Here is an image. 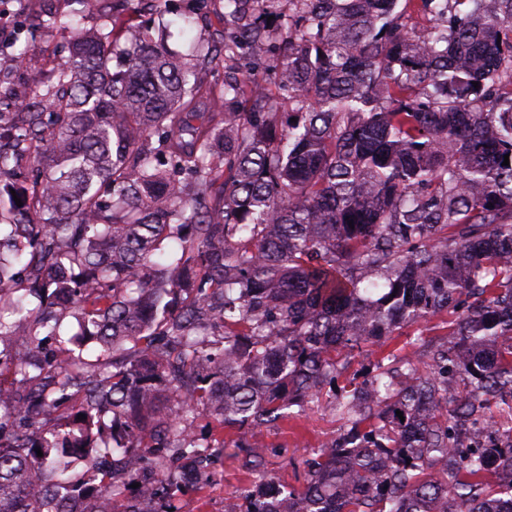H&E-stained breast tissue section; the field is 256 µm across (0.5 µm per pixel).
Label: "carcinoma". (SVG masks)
<instances>
[{"mask_svg":"<svg viewBox=\"0 0 512 512\" xmlns=\"http://www.w3.org/2000/svg\"><path fill=\"white\" fill-rule=\"evenodd\" d=\"M167 2L0 95V512H180L178 463L226 429L243 512H512V0H224L198 58L137 21ZM69 317L96 361L62 356ZM430 318L418 358L336 385ZM328 385L347 430L283 488L248 435ZM399 331L401 335L393 336L385 343V346L368 345L363 348L365 351L362 354L355 353L356 356L351 361L347 376L351 375L352 377L353 373H357L358 380H362L364 373L371 370L374 364L389 351H393L400 357L414 358L418 354L416 351L418 345L414 344L417 337L423 340L438 338L446 332V329L442 328L439 319L434 318L420 323L419 326L403 328ZM420 334L422 336H417Z\"/></svg>","mask_w":512,"mask_h":512,"instance_id":"cac0c4a2","label":"carcinoma"}]
</instances>
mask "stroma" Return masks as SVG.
Masks as SVG:
<instances>
[{"label":"stroma","instance_id":"35a3bbf8","mask_svg":"<svg viewBox=\"0 0 512 512\" xmlns=\"http://www.w3.org/2000/svg\"><path fill=\"white\" fill-rule=\"evenodd\" d=\"M187 5V0H172L167 45L171 50L191 55L198 44L217 38L222 29L224 0H210L207 22L184 34L180 31L179 15ZM40 7V0H0V15L9 22L7 28L0 30V66L9 68L11 53L15 50L26 51L29 59L24 70L12 71L10 78L0 83L2 93L35 84L37 75L52 68L60 59V32L32 36L26 31L28 19L33 18ZM442 333V325L436 318L402 329L400 335L388 340L385 346H366L362 354L352 359L350 370L364 374L390 351L401 357H416V337L428 340L440 337ZM344 427L340 416L323 400L301 418L279 421L263 428L250 437L249 445L253 453L263 458L269 474L297 487L304 481L301 461L309 450L334 440ZM245 479L246 474L238 460L225 455L213 464L200 489L179 494L180 512H241L238 491Z\"/></svg>","mask_w":512,"mask_h":512}]
</instances>
